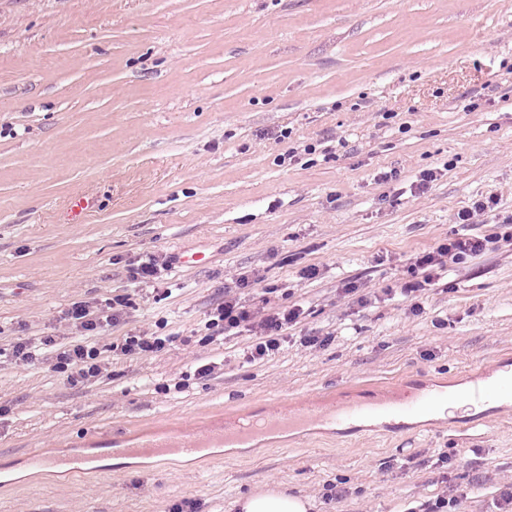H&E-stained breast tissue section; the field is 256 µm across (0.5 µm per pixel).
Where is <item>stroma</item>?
Instances as JSON below:
<instances>
[{
    "mask_svg": "<svg viewBox=\"0 0 512 512\" xmlns=\"http://www.w3.org/2000/svg\"><path fill=\"white\" fill-rule=\"evenodd\" d=\"M490 196L512 214V0H0V512H233L281 489L314 512H406L457 485L464 512H492L512 485V406L378 437L292 431L203 462L100 457L82 482L24 464L302 398L374 411L425 384L460 393L512 355V246L449 266L420 314L390 290L417 253L496 234L454 221ZM150 254L172 273L134 282ZM349 281L376 299L360 306ZM228 294L304 314L250 363L246 329L205 339ZM116 297L124 320L98 346L148 328L172 344L76 386L12 364L18 339L70 341L72 303Z\"/></svg>",
    "mask_w": 512,
    "mask_h": 512,
    "instance_id": "stroma-1",
    "label": "stroma"
}]
</instances>
